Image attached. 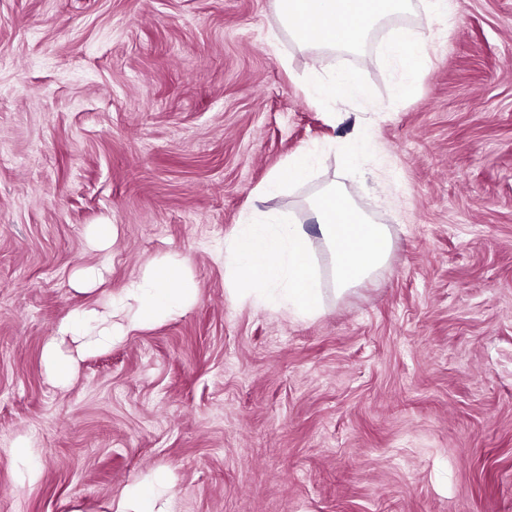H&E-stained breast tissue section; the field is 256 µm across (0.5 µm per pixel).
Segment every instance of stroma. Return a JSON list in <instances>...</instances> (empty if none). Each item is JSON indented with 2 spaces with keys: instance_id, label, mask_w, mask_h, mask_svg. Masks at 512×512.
<instances>
[{
  "instance_id": "35a3bbf8",
  "label": "stroma",
  "mask_w": 512,
  "mask_h": 512,
  "mask_svg": "<svg viewBox=\"0 0 512 512\" xmlns=\"http://www.w3.org/2000/svg\"><path fill=\"white\" fill-rule=\"evenodd\" d=\"M447 2L324 52L272 0H0V512H110L156 474L169 512H512V0ZM403 31L422 76L383 55ZM317 57L351 96L304 89ZM302 150L308 178L257 201ZM333 183L390 226L386 267L338 297L315 247L310 319L234 299L225 237L255 209L311 224ZM163 259L187 311L66 343L60 382L58 319ZM86 265L105 280L82 293ZM355 78L349 72L338 73L331 81L321 86V93L327 98H342L354 88Z\"/></svg>"
}]
</instances>
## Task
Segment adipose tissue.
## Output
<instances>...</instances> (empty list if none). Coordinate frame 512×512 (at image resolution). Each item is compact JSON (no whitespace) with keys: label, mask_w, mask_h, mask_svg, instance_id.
I'll return each instance as SVG.
<instances>
[{"label":"adipose tissue","mask_w":512,"mask_h":512,"mask_svg":"<svg viewBox=\"0 0 512 512\" xmlns=\"http://www.w3.org/2000/svg\"><path fill=\"white\" fill-rule=\"evenodd\" d=\"M274 5L300 43L353 49L372 26L404 10L407 0H274ZM309 208L316 224L312 232L283 222L246 224L233 232L224 244L228 282L249 284L254 302L272 297L296 316L313 317L323 309L313 238H320L331 258L336 295L359 287L388 263L393 249L389 226L374 221L343 186H327ZM180 280L178 266L158 263L130 283L123 299L64 314L46 346L59 378L68 379L72 369L71 360L60 353L67 340H81L84 350L95 351L180 313L193 297Z\"/></svg>","instance_id":"1"}]
</instances>
